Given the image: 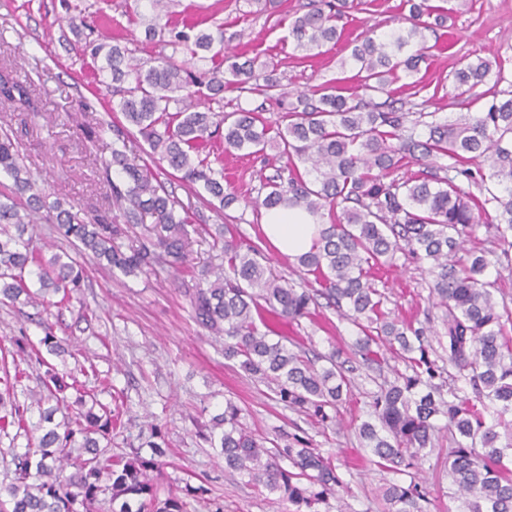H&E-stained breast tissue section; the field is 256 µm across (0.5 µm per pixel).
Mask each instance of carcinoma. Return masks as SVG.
<instances>
[{
	"label": "carcinoma",
	"instance_id": "1",
	"mask_svg": "<svg viewBox=\"0 0 512 512\" xmlns=\"http://www.w3.org/2000/svg\"><path fill=\"white\" fill-rule=\"evenodd\" d=\"M150 14L139 19L148 34L164 31L174 49L186 50L182 64L159 56L143 62L114 38L92 46L99 86L119 96L118 110L149 145L155 162L180 179L200 185L207 203L222 211L237 197L224 191V168L214 167L210 149H224L286 159L271 175L259 174V206L290 207L314 217L337 209L336 222L324 224L311 249L297 258L320 289L297 288L273 272L259 248L236 229L221 224L211 234L210 250L221 263L202 265L198 281L186 290L196 322L224 338V358L240 366L289 408L314 411L325 422L328 411L350 393L353 367L334 352L330 367L319 370L292 337L272 328L311 316L322 296L360 331L354 354L381 365L386 353L405 364L379 375L370 393L368 419L355 427L369 463L393 475L417 469L424 450L448 432V475L455 486L459 512H512V310L499 304L484 279L489 266H512V78L501 62L479 58L453 76L455 97L470 105L474 89L495 75L505 84L481 111L449 122L422 109L406 111V102L388 87L398 72L411 77L425 58L414 44L421 30L444 26L457 7L437 11L428 0H405L408 24L381 34L366 33L351 41L356 73L354 91L325 84L298 93L284 113L285 125L271 131L263 108L215 111L211 103L224 93L259 94L285 106L277 69L256 72V58L232 55L224 45V25L201 27L199 21L173 19L174 0H142ZM365 0H309L289 27L295 48L311 52L342 37L338 26ZM379 94L387 95L381 102ZM184 102L176 111L170 104ZM111 158L103 174L116 168L121 184L110 183L112 204L122 211L121 224H95L82 207L47 196L23 163L18 146L0 133V174L12 179L0 195V302L50 308L69 302L81 288L84 267L77 258H45L32 246L33 225L45 220L78 244V250L126 275H149L158 267L178 270L189 260L192 235L189 206L158 182L153 173L127 153L130 131L112 129ZM448 159L445 165L437 160ZM424 165L418 176H397L409 162ZM304 168H299V164ZM491 222L492 247L458 257L482 219ZM151 224L149 237L122 248L117 240L134 225ZM402 253L428 264L431 294L445 308L448 364L430 358L431 321L415 324L383 309L373 271L394 265ZM41 343L50 354L68 351L45 327ZM14 371L0 362V432L28 431L26 414L36 408L45 423L37 446L13 456L9 483L0 486V512H187L186 503L170 494L160 499L149 471L166 455L152 444L153 458L112 455V409L87 391L60 422L54 415L67 404L64 392L82 385L70 375L66 383L50 367L48 379L32 390L28 403L16 398L14 385L24 374L20 365L45 364L37 350L21 346L10 352ZM461 382L443 395L446 380ZM445 420L444 426L437 421ZM205 439L224 457V470L248 477L260 493L276 494L291 512H314V506L342 492L347 483L332 457L318 448L283 447L249 430L239 409L227 403L208 427ZM388 512H424L428 491L412 480L385 483Z\"/></svg>",
	"mask_w": 512,
	"mask_h": 512
}]
</instances>
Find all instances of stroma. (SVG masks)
Returning <instances> with one entry per match:
<instances>
[{"label":"stroma","instance_id":"35a3bbf8","mask_svg":"<svg viewBox=\"0 0 512 512\" xmlns=\"http://www.w3.org/2000/svg\"><path fill=\"white\" fill-rule=\"evenodd\" d=\"M87 23L74 34L64 20L67 0H0V75L18 82L26 97L0 101V127L9 129L18 142L24 163L42 181L51 199L77 202L90 220H114L110 187L101 157L109 156L113 141L106 127L120 120L107 96L97 89L96 71L90 56L82 55L79 37L101 41L116 37L136 49L138 57L150 60L161 55L183 60L161 37L150 38L145 26L132 17L139 0H76ZM307 0H282L273 14L255 12L241 18L233 0H177L175 18L185 16L212 26L223 25L225 33L244 31L249 53L275 63L286 89H310L341 78L340 63L350 54L345 42L325 46L321 55L302 58L288 36L289 17ZM403 0H375L362 12L346 19L347 31H387ZM427 59L419 66L425 88L421 99L426 109L439 117H457L465 108L454 97V72L483 57L503 63L512 74V0H473L471 10L452 15L444 28L428 35ZM86 100L91 110L78 108ZM104 127L102 138L88 139L87 127ZM228 181L224 188L236 195V203L216 211L179 178L164 169H154L158 181L181 200L192 203L190 221L196 225L233 224L239 233L258 244L271 268L297 287H305L295 260L275 250L265 239L263 210L254 206L259 172L273 174L275 159L225 152L215 147ZM194 266L178 272L158 269L151 276L124 275L99 267L85 258L87 277L79 301L53 308L48 321L53 332L86 352L96 369L88 378L87 391L102 403L117 402L121 417L112 439L116 453L138 449L150 457L152 431L165 436L169 448L154 483L160 492L184 486H203V495L187 500V512H288L287 502L274 495H260L244 478L224 472V460L203 437L213 416L226 403L241 410L242 422L256 433L279 444L308 442L332 456L351 491L341 503L319 505V512H383L379 497L388 475L370 466L368 451L361 448L352 429L367 416V391L373 387L376 369L355 360L354 387L339 408L340 431H327L319 416L293 411L279 403L262 383L251 379L237 361L224 357L223 341L215 339L193 318L185 291L196 282L197 265L209 257L207 243L194 245ZM376 286L384 295V308L408 320L432 319V359L448 355V333L441 308L430 299L429 278L422 263L399 256L394 267L376 274ZM288 335L298 337L306 349L327 355L352 354L357 329L340 318L326 300H319L312 317L290 326ZM44 332L36 320L17 308L0 303V348H13L15 340L38 344ZM430 487L428 512H454L452 485L448 476V440L440 438L422 466Z\"/></svg>","mask_w":512,"mask_h":512}]
</instances>
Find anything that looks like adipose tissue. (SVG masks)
Listing matches in <instances>:
<instances>
[{
	"label": "adipose tissue",
	"instance_id": "ef3b65f1",
	"mask_svg": "<svg viewBox=\"0 0 512 512\" xmlns=\"http://www.w3.org/2000/svg\"><path fill=\"white\" fill-rule=\"evenodd\" d=\"M263 229L273 247L294 258L310 250L318 226L309 213L281 207L266 212Z\"/></svg>",
	"mask_w": 512,
	"mask_h": 512
}]
</instances>
